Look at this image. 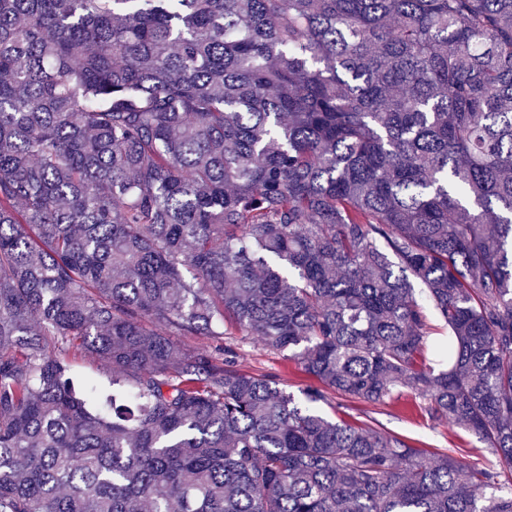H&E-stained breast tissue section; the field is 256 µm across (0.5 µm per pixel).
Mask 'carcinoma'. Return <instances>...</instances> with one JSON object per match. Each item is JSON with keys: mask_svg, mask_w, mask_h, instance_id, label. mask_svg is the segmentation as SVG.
Returning a JSON list of instances; mask_svg holds the SVG:
<instances>
[{"mask_svg": "<svg viewBox=\"0 0 512 512\" xmlns=\"http://www.w3.org/2000/svg\"><path fill=\"white\" fill-rule=\"evenodd\" d=\"M406 393L499 467L318 408ZM506 472L512 0H0V512H512ZM241 336H224V343L234 341L237 345L238 364L245 371L274 374L280 386L288 392L299 394V390L308 384L316 383L299 370L293 361L283 354L267 349L259 338L253 337L240 342ZM61 354L74 365L78 373L95 378L103 389L109 388L112 369L106 363L89 353L71 348L62 350Z\"/></svg>", "mask_w": 512, "mask_h": 512, "instance_id": "carcinoma-1", "label": "carcinoma"}]
</instances>
